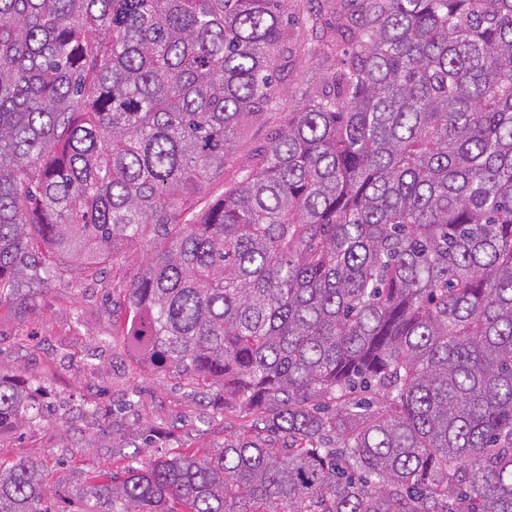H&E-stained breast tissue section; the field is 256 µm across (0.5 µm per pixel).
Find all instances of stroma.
Returning a JSON list of instances; mask_svg holds the SVG:
<instances>
[{
    "mask_svg": "<svg viewBox=\"0 0 512 512\" xmlns=\"http://www.w3.org/2000/svg\"><path fill=\"white\" fill-rule=\"evenodd\" d=\"M293 35L292 59L276 86L279 108L253 118L224 171L225 182L280 127L295 88L330 71L309 22L295 25ZM111 332V302L75 268L50 285L36 316L0 310V375L41 386L46 403L41 421L0 435V460L45 462L53 512H78L88 477L111 471L115 432L157 429L169 447L210 448L238 423L237 412L221 402L200 399L178 379L145 372L122 344L96 350L98 339Z\"/></svg>",
    "mask_w": 512,
    "mask_h": 512,
    "instance_id": "stroma-1",
    "label": "stroma"
}]
</instances>
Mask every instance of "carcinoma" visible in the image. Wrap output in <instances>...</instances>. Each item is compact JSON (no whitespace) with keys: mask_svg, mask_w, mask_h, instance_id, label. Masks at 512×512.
Returning a JSON list of instances; mask_svg holds the SVG:
<instances>
[{"mask_svg":"<svg viewBox=\"0 0 512 512\" xmlns=\"http://www.w3.org/2000/svg\"><path fill=\"white\" fill-rule=\"evenodd\" d=\"M0 0V307L112 272V335L243 422L116 439L84 512H512V0H362L216 201L308 0ZM43 418L0 375V434ZM133 452H127V449ZM41 463L0 512H51Z\"/></svg>","mask_w":512,"mask_h":512,"instance_id":"1","label":"carcinoma"}]
</instances>
